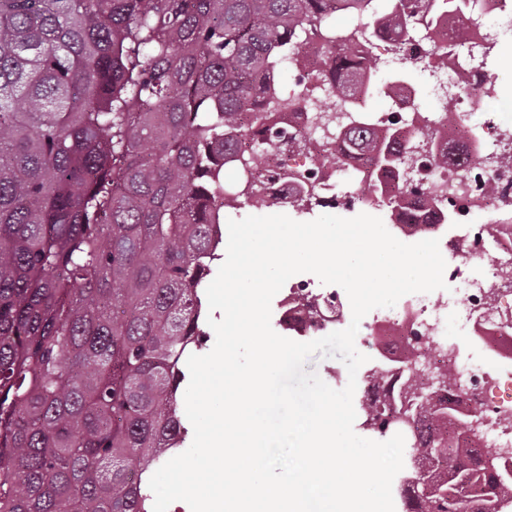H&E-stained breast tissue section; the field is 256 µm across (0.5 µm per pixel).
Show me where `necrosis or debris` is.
<instances>
[{"label":"necrosis or debris","instance_id":"necrosis-or-debris-1","mask_svg":"<svg viewBox=\"0 0 512 512\" xmlns=\"http://www.w3.org/2000/svg\"><path fill=\"white\" fill-rule=\"evenodd\" d=\"M509 16L512 0L471 15L469 34L450 56L438 53L433 36L424 32H385L368 47L379 66L392 69L427 58L440 109L428 121L433 128H440L442 112L454 109V129L441 134L437 148L454 159L468 160V167L460 172L454 164L436 165L428 146L416 137L387 186L415 213H423L432 199L440 210L454 209V226L435 225L432 236L444 251L463 246V263L478 266L481 273L465 279L460 265L449 266V280L462 283L458 292L410 295L400 307L379 309L362 319L358 329L360 338L375 343L390 365L401 359L410 338L422 337L432 349L427 368L452 367L460 380L451 390L435 388V395L451 398L453 407L464 414L481 407L469 437L475 448H491L506 458L512 457V221L489 225L480 214L512 202V133L499 131L490 118L481 132H474L469 116L482 102L480 89L489 84L487 51L500 38L495 20ZM323 70V59L314 57L305 66H294L295 90L275 87L262 104V111L286 113L289 131L309 136L310 144L302 152L270 153L256 168L247 158H238L240 195L256 192L271 204L284 206L302 183L308 189L304 201L313 208L347 210L361 201L359 185L368 170L360 160L337 162L335 118L317 112L318 101L331 91ZM333 295V290L311 280L293 283L278 303L279 325L301 336L327 332L336 325L334 317L307 321L293 302L307 297L324 303ZM452 322L466 331L468 344L449 339Z\"/></svg>","mask_w":512,"mask_h":512}]
</instances>
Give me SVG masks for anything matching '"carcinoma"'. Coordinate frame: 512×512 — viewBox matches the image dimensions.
<instances>
[{"mask_svg":"<svg viewBox=\"0 0 512 512\" xmlns=\"http://www.w3.org/2000/svg\"><path fill=\"white\" fill-rule=\"evenodd\" d=\"M472 0H0V512H148L144 474L184 442L179 390L207 341L201 290L221 258L216 217L229 132L267 95L268 65L312 40L332 55L337 103L361 108L376 63L355 51L382 29L434 26ZM341 10L349 26L331 18ZM243 141L278 145L270 115ZM373 172L370 199L406 135L359 112L336 127ZM415 342L389 404L363 426L406 436L430 492L412 512H506L512 465H491L443 433Z\"/></svg>","mask_w":512,"mask_h":512,"instance_id":"1","label":"carcinoma"}]
</instances>
